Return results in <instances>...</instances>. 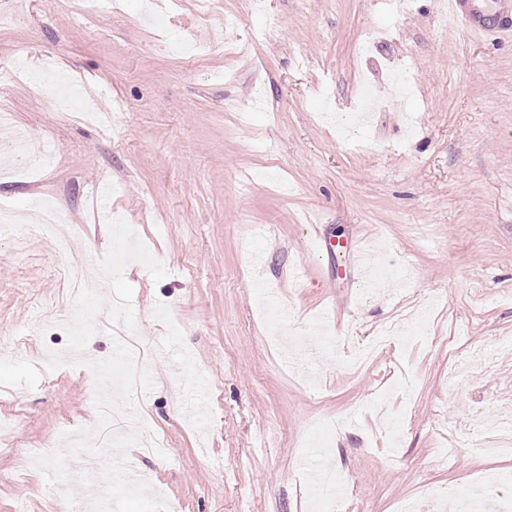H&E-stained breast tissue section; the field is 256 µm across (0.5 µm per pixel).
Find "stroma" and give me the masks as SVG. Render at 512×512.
<instances>
[{
    "label": "stroma",
    "mask_w": 512,
    "mask_h": 512,
    "mask_svg": "<svg viewBox=\"0 0 512 512\" xmlns=\"http://www.w3.org/2000/svg\"><path fill=\"white\" fill-rule=\"evenodd\" d=\"M157 9L160 29L144 0H0V111L27 136L22 154L0 139V166L38 173L0 178L16 218L0 228V420L15 423L0 512H158L129 467L178 512L512 495V448L475 441L512 418V29L469 27L441 0ZM46 61L91 107L119 104L117 138L48 106L31 79ZM364 85L380 107L360 125ZM40 198L73 254L109 267L101 287L68 293V257L30 221ZM320 236L369 245L393 277L359 288ZM409 316L423 328L373 347ZM50 351L95 372L49 367ZM118 369L161 453L104 447L94 397ZM310 453L346 475L318 507L297 466Z\"/></svg>",
    "instance_id": "stroma-1"
}]
</instances>
